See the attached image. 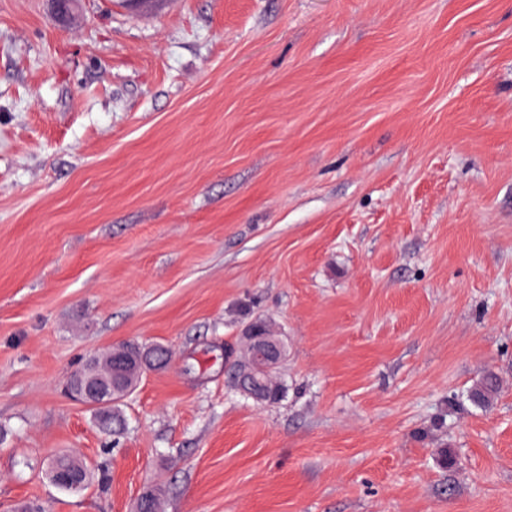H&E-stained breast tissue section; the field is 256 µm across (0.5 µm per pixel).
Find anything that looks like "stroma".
Listing matches in <instances>:
<instances>
[{"label": "stroma", "instance_id": "35a3bbf8", "mask_svg": "<svg viewBox=\"0 0 512 512\" xmlns=\"http://www.w3.org/2000/svg\"><path fill=\"white\" fill-rule=\"evenodd\" d=\"M259 320L261 405L224 372ZM129 341L173 358L116 439L63 383ZM61 453L107 484L58 490ZM151 484L512 512V0H0V512ZM497 393V378L489 373L470 389L468 398L475 406L486 408L493 404Z\"/></svg>", "mask_w": 512, "mask_h": 512}]
</instances>
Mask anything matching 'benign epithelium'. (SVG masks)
Here are the masks:
<instances>
[{
	"instance_id": "7a95c632",
	"label": "benign epithelium",
	"mask_w": 512,
	"mask_h": 512,
	"mask_svg": "<svg viewBox=\"0 0 512 512\" xmlns=\"http://www.w3.org/2000/svg\"><path fill=\"white\" fill-rule=\"evenodd\" d=\"M54 19L62 24L68 22L73 14L76 0H51ZM247 354L243 360H230L224 354L225 366L231 371L235 387L258 403L270 401L268 380L272 379L274 370L284 359L286 352L283 343L255 327H250L244 336ZM100 358L93 356L87 360L83 368L69 376L70 392L84 404L92 408H103L112 405L115 395H125L131 387L127 384L116 385L117 368H124L127 377L138 376L142 372L155 370L166 363V359L152 350L141 351L131 357L122 347H115L109 354L106 371L98 372ZM55 480L62 487L76 489L81 485V477L86 475L83 466L75 467V472L67 473L51 464Z\"/></svg>"
}]
</instances>
